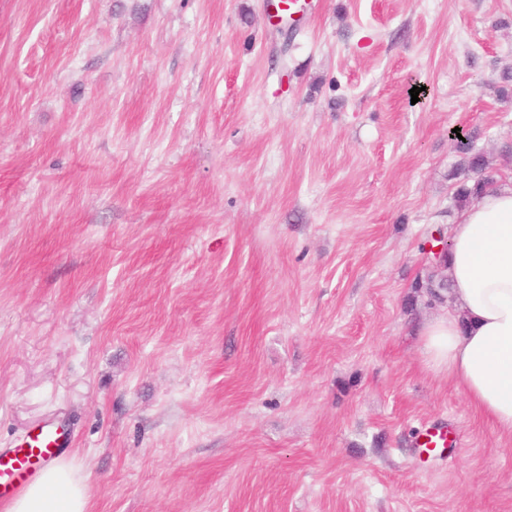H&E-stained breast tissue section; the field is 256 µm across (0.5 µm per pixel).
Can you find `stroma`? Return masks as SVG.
<instances>
[{
    "label": "stroma",
    "mask_w": 512,
    "mask_h": 512,
    "mask_svg": "<svg viewBox=\"0 0 512 512\" xmlns=\"http://www.w3.org/2000/svg\"><path fill=\"white\" fill-rule=\"evenodd\" d=\"M508 71L512 0H0V450L63 429L92 512H512L416 285ZM457 438L452 437V431L442 425L424 427L417 434L413 444L418 448L420 454L427 457H436L442 455L445 451L455 448Z\"/></svg>",
    "instance_id": "1"
}]
</instances>
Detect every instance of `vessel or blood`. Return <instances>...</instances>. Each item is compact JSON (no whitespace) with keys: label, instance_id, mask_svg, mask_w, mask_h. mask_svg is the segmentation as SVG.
Wrapping results in <instances>:
<instances>
[{"label":"vessel or blood","instance_id":"vessel-or-blood-1","mask_svg":"<svg viewBox=\"0 0 512 512\" xmlns=\"http://www.w3.org/2000/svg\"><path fill=\"white\" fill-rule=\"evenodd\" d=\"M66 444L63 432L47 429L27 437L11 452L0 453V504L20 494L28 482L60 456ZM455 444L451 431L442 425L423 428L414 440L419 452L429 457L441 455Z\"/></svg>","mask_w":512,"mask_h":512}]
</instances>
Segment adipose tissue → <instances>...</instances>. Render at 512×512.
I'll return each mask as SVG.
<instances>
[{"mask_svg": "<svg viewBox=\"0 0 512 512\" xmlns=\"http://www.w3.org/2000/svg\"><path fill=\"white\" fill-rule=\"evenodd\" d=\"M453 310L426 325L430 367L448 377L499 435L512 437V184L491 187L458 215L447 257ZM8 512H91L61 462L44 469Z\"/></svg>", "mask_w": 512, "mask_h": 512, "instance_id": "1", "label": "adipose tissue"}]
</instances>
